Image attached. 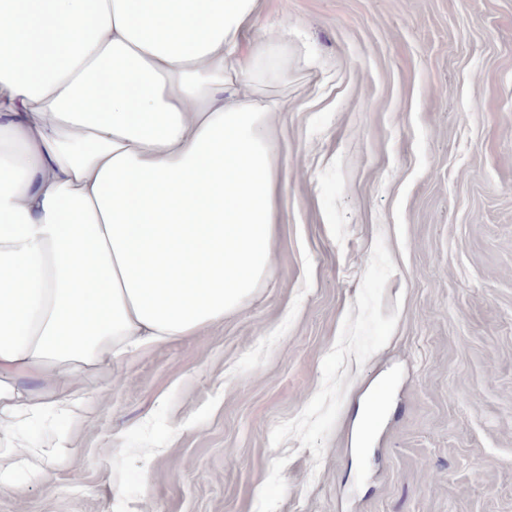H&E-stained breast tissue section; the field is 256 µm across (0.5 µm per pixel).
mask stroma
<instances>
[{"label":"stroma","mask_w":512,"mask_h":512,"mask_svg":"<svg viewBox=\"0 0 512 512\" xmlns=\"http://www.w3.org/2000/svg\"><path fill=\"white\" fill-rule=\"evenodd\" d=\"M273 24L297 169L266 278L113 364L0 512H512V0H260Z\"/></svg>","instance_id":"obj_1"}]
</instances>
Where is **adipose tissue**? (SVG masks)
<instances>
[{"label": "adipose tissue", "instance_id": "1", "mask_svg": "<svg viewBox=\"0 0 512 512\" xmlns=\"http://www.w3.org/2000/svg\"><path fill=\"white\" fill-rule=\"evenodd\" d=\"M259 0H0V487L45 476L89 378L202 336L265 276L288 31Z\"/></svg>", "mask_w": 512, "mask_h": 512}]
</instances>
